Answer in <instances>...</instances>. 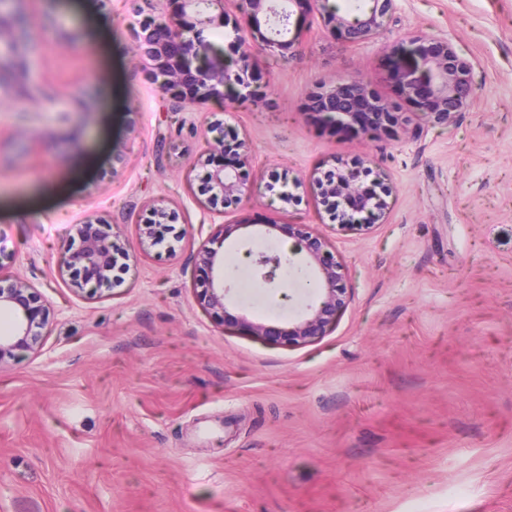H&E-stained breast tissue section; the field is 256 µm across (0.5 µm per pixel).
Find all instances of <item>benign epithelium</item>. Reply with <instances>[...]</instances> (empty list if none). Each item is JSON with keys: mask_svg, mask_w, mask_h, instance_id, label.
Instances as JSON below:
<instances>
[{"mask_svg": "<svg viewBox=\"0 0 512 512\" xmlns=\"http://www.w3.org/2000/svg\"><path fill=\"white\" fill-rule=\"evenodd\" d=\"M391 0H373V7L359 16H342L335 11H326L328 23L332 24L346 41L359 43L379 35L381 29L378 2ZM17 0H0V38H8L9 55H0V76L13 80L23 77L28 69L31 49L30 38L20 31L21 13L14 8ZM180 24L155 21L143 25L134 33L137 51L153 70L155 78L160 80L159 91L178 105L201 104L211 97L224 96L219 87L231 80L224 59L214 57L206 65L194 64V61L209 51V45L201 38L199 25L214 23L207 15L213 5L223 0H178ZM250 21L259 23V14H265V22L274 36L267 39L270 44L278 43L275 36L278 29H287L291 12L280 11L272 0H245ZM428 76L422 85H414L411 90L423 103V111L435 115L438 119L448 120L451 116L469 107L475 96V87L471 78L470 63L458 56L446 39L436 40L432 55L426 58ZM314 102L327 112L336 113V120L350 117L358 112L374 108L388 111L387 106L374 96L366 83L351 79L338 85L329 92H316ZM238 152L237 161L232 166L216 169L211 174L210 203H242V183L240 166L246 160V141L235 142ZM322 197L336 195L341 202L342 216L338 223L351 225L364 219L384 216L386 200L370 189H363L355 183V172L336 171L335 181L327 182L318 178L314 182ZM116 225L102 218L76 225L78 242L71 243L60 257L59 271L74 282L104 283L112 279V264L115 255L128 256L119 243V235L114 232ZM298 244L317 266L316 284L320 301L307 308L302 320L287 329L255 323V330L266 336H279L294 341H307L324 336L336 320L340 309L345 305V289L339 286L342 274L335 262L325 258L327 242L319 235H307L299 239ZM196 261L208 275L205 288L197 294L198 302L215 314L226 313L224 275L216 273L220 269L218 251L202 245L196 253ZM263 269L262 278L266 282L274 280L281 266L278 255L261 254L255 260ZM0 308L21 310L26 320L18 323L11 334L0 336V364L10 356L16 347L36 350L40 345V334L33 330L35 319L46 311L45 300L35 288L11 275L3 263L0 254Z\"/></svg>", "mask_w": 512, "mask_h": 512, "instance_id": "1", "label": "benign epithelium"}]
</instances>
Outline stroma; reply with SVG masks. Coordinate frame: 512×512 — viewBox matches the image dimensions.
<instances>
[{
  "label": "stroma",
  "instance_id": "obj_1",
  "mask_svg": "<svg viewBox=\"0 0 512 512\" xmlns=\"http://www.w3.org/2000/svg\"><path fill=\"white\" fill-rule=\"evenodd\" d=\"M26 8L53 24L32 22L29 73L0 89V251L48 312L40 349L0 364V512H512V0H393L358 44L305 0L284 48L224 0L203 37L243 74L229 93L252 92L230 112L173 106L137 54L169 0ZM435 38L473 65L475 101L447 121L407 93ZM353 76L392 108L381 128L314 111L311 92ZM217 123L249 145L247 204L223 213L202 192ZM353 167L391 191L362 228L332 221L312 185ZM154 204L188 231L174 248L139 240ZM99 217L129 269L78 291L60 252ZM290 224L327 240L347 288L307 343L253 330L319 301ZM207 241L247 324L197 302ZM269 248L271 283L255 265Z\"/></svg>",
  "mask_w": 512,
  "mask_h": 512
}]
</instances>
